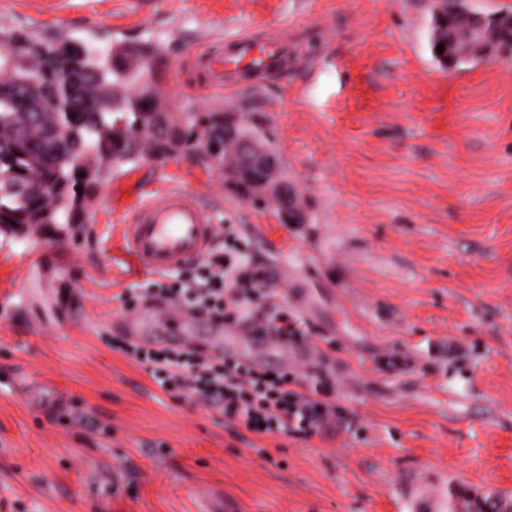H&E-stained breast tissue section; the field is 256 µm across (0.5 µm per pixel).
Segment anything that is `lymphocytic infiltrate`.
Here are the masks:
<instances>
[{"instance_id": "1", "label": "lymphocytic infiltrate", "mask_w": 512, "mask_h": 512, "mask_svg": "<svg viewBox=\"0 0 512 512\" xmlns=\"http://www.w3.org/2000/svg\"><path fill=\"white\" fill-rule=\"evenodd\" d=\"M138 298L171 311L189 310L224 324L249 321L258 329L294 338L286 305L275 302L264 269L246 258V245L224 227V246L209 251L192 267L153 281ZM111 347L147 365L168 393L220 409L257 435L282 434L308 440L336 419V381L310 374L297 377L241 363L215 360L194 348L152 350L116 336Z\"/></svg>"}]
</instances>
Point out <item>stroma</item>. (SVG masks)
Here are the masks:
<instances>
[{"mask_svg":"<svg viewBox=\"0 0 512 512\" xmlns=\"http://www.w3.org/2000/svg\"><path fill=\"white\" fill-rule=\"evenodd\" d=\"M434 0H0V31L156 41L182 112L239 108L303 195L285 224L219 168L143 155L115 168L84 233L0 237V512H454L512 499V52L444 69ZM249 31L280 70L201 93L207 54ZM175 178L221 202L305 341L247 348L269 369L338 380L321 435L256 436L162 391L113 351L145 287L121 238L128 202ZM63 397L30 406L33 380ZM130 474L112 484V466Z\"/></svg>","mask_w":512,"mask_h":512,"instance_id":"1","label":"stroma"}]
</instances>
